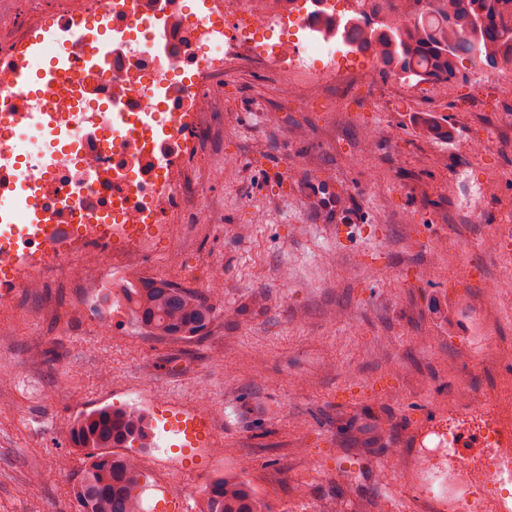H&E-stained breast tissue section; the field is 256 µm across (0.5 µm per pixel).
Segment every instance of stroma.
I'll list each match as a JSON object with an SVG mask.
<instances>
[{"label": "stroma", "mask_w": 512, "mask_h": 512, "mask_svg": "<svg viewBox=\"0 0 512 512\" xmlns=\"http://www.w3.org/2000/svg\"><path fill=\"white\" fill-rule=\"evenodd\" d=\"M417 112L447 137L421 135ZM199 153L216 221L168 215L182 234L143 266L212 306L204 336H152L123 309L103 328L63 269L0 311V512H76L71 422L138 391L177 414L209 399L199 446L165 462L133 445L145 512L165 496L204 512L223 476L269 512H412L399 466L457 385L512 394V244L486 243L512 225V91L383 68L289 96L244 60L224 69V121Z\"/></svg>", "instance_id": "1"}]
</instances>
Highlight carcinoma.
<instances>
[{"mask_svg": "<svg viewBox=\"0 0 512 512\" xmlns=\"http://www.w3.org/2000/svg\"><path fill=\"white\" fill-rule=\"evenodd\" d=\"M420 1L425 8L416 7ZM336 37L371 49L406 79L454 81L467 62L512 71V0H409L405 23H376L356 12L340 17ZM463 42L471 45L467 55L459 53ZM117 295L138 327L160 338L200 337L213 316L194 289L167 279L133 278ZM143 421L139 413L110 406L73 421L70 445L87 455L71 488L78 512H142L139 460L113 449L141 440ZM205 495L208 512H264L239 478H220Z\"/></svg>", "mask_w": 512, "mask_h": 512, "instance_id": "obj_1", "label": "carcinoma"}]
</instances>
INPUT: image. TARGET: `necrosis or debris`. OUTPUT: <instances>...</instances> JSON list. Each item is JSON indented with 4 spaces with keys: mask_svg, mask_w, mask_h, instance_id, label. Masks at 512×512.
Masks as SVG:
<instances>
[{
    "mask_svg": "<svg viewBox=\"0 0 512 512\" xmlns=\"http://www.w3.org/2000/svg\"><path fill=\"white\" fill-rule=\"evenodd\" d=\"M336 0H0V307L10 291L46 287L61 264L80 281L98 318L103 296L140 273L169 209L192 203L180 164L212 130L229 60L258 57L286 87L372 78L374 57L318 32ZM281 32L253 54L258 32ZM97 66L85 63L97 44ZM59 47L68 69L30 88V64ZM40 117L44 149L21 154L11 133ZM456 413L427 429L399 487L422 512H512V431L501 407L459 384Z\"/></svg>",
    "mask_w": 512,
    "mask_h": 512,
    "instance_id": "1",
    "label": "necrosis or debris"
}]
</instances>
